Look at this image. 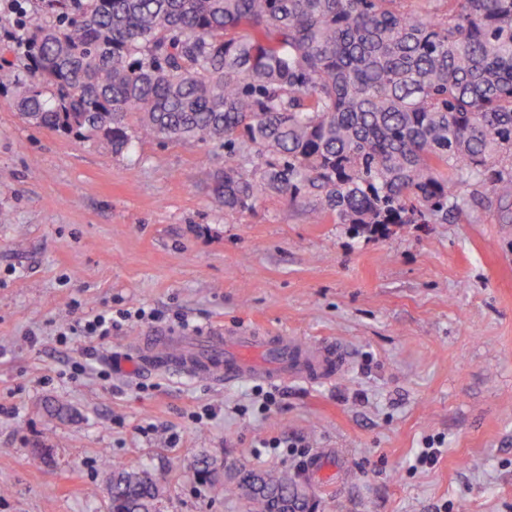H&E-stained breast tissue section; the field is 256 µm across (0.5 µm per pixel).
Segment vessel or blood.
I'll return each mask as SVG.
<instances>
[{"label":"vessel or blood","mask_w":512,"mask_h":512,"mask_svg":"<svg viewBox=\"0 0 512 512\" xmlns=\"http://www.w3.org/2000/svg\"><path fill=\"white\" fill-rule=\"evenodd\" d=\"M180 346L172 363L183 372L217 382L244 379H323L344 365V351L331 343L303 345L287 335L258 336L248 330L206 332L201 336L143 337L132 357H119L115 365L146 369L147 355L158 349L170 352Z\"/></svg>","instance_id":"b4317fda"}]
</instances>
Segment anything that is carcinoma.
I'll return each instance as SVG.
<instances>
[{
	"label": "carcinoma",
	"instance_id": "obj_1",
	"mask_svg": "<svg viewBox=\"0 0 512 512\" xmlns=\"http://www.w3.org/2000/svg\"><path fill=\"white\" fill-rule=\"evenodd\" d=\"M52 0L25 73L0 63L29 125L106 145L224 150L226 213L265 195L313 200L354 238L446 224L468 200H512V0ZM112 512H155L159 487L112 463ZM245 512H309L286 471L194 465Z\"/></svg>",
	"mask_w": 512,
	"mask_h": 512
}]
</instances>
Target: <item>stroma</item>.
Listing matches in <instances>:
<instances>
[{
    "mask_svg": "<svg viewBox=\"0 0 512 512\" xmlns=\"http://www.w3.org/2000/svg\"><path fill=\"white\" fill-rule=\"evenodd\" d=\"M14 96L0 90V512H108L104 454L160 484V512H240L198 481L204 456L306 476L315 512H512V223L495 207L376 239L276 195L228 215L209 192L223 151L143 139L116 156L27 125ZM137 308L174 336L188 322L337 343L347 364L225 386L112 370L140 323L56 338ZM291 437L303 447L263 446ZM433 437L436 464L414 468ZM320 453L324 477L307 476ZM117 327V321L112 319V310H106L89 315L82 322L62 327L57 336H59L61 342H66L68 336L77 333H79V336L95 337L98 340H104L112 336V329Z\"/></svg>",
    "mask_w": 512,
    "mask_h": 512,
    "instance_id": "stroma-1",
    "label": "stroma"
}]
</instances>
